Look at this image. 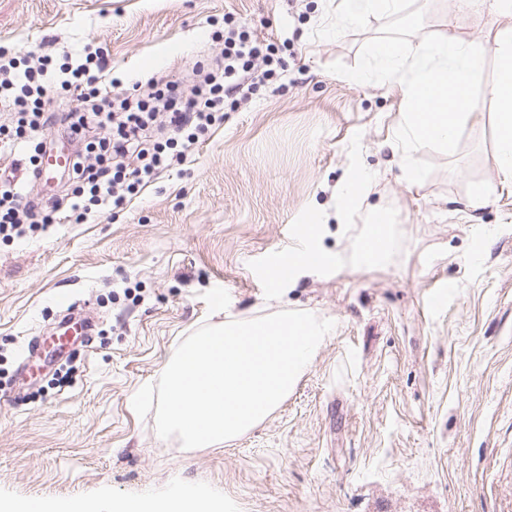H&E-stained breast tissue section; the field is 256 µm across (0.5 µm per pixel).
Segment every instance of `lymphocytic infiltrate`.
<instances>
[{"label":"lymphocytic infiltrate","mask_w":512,"mask_h":512,"mask_svg":"<svg viewBox=\"0 0 512 512\" xmlns=\"http://www.w3.org/2000/svg\"><path fill=\"white\" fill-rule=\"evenodd\" d=\"M266 64L262 78L272 76L275 58L265 39L235 24L224 32V58L216 70L205 71L204 86L184 95L179 82L157 85L151 101L118 87L110 76L111 64L101 53H86L61 65L42 56L38 66L6 72L0 78V149L28 150L36 163L45 143L44 132L63 127L84 142L68 171L67 207L43 205L32 196L28 182L0 179V240L23 236L51 224H83L107 207L127 204L140 187L164 169L182 164L216 124L224 120V99L242 89V75L255 61ZM69 93L68 110L49 109L53 91ZM167 115L165 127L154 129L155 109ZM107 136H100V129Z\"/></svg>","instance_id":"obj_1"}]
</instances>
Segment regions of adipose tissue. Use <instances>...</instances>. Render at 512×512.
Wrapping results in <instances>:
<instances>
[{"mask_svg":"<svg viewBox=\"0 0 512 512\" xmlns=\"http://www.w3.org/2000/svg\"><path fill=\"white\" fill-rule=\"evenodd\" d=\"M61 512H222L219 501L192 492L182 493L163 502L126 500L75 499L64 502Z\"/></svg>","mask_w":512,"mask_h":512,"instance_id":"ef3b65f1","label":"adipose tissue"}]
</instances>
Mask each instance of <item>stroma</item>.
Here are the masks:
<instances>
[{
	"label": "stroma",
	"instance_id": "35a3bbf8",
	"mask_svg": "<svg viewBox=\"0 0 512 512\" xmlns=\"http://www.w3.org/2000/svg\"><path fill=\"white\" fill-rule=\"evenodd\" d=\"M424 30L492 40L481 0H418ZM327 0H0V46L62 56L101 48L121 85L186 79L221 54L232 16L275 45L276 75L238 97L183 164L123 207L0 241V499L163 500L192 490L223 512H512V184L494 161L483 94L457 153L418 151L406 180L394 134L398 82L355 65L381 21L312 38ZM363 188L343 205L353 177ZM319 225H311L312 215ZM384 215L393 246L352 255ZM327 252L271 283L269 258ZM450 290L443 309L431 294ZM77 305L93 333L48 363ZM282 310L332 320L308 369L261 424L222 446L183 448L155 429L158 379L178 344L224 315Z\"/></svg>",
	"mask_w": 512,
	"mask_h": 512
}]
</instances>
